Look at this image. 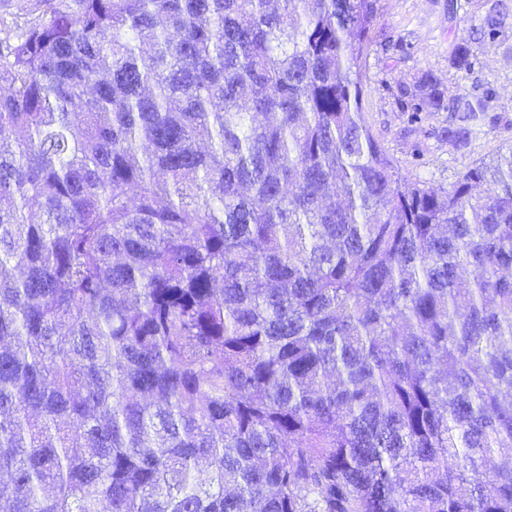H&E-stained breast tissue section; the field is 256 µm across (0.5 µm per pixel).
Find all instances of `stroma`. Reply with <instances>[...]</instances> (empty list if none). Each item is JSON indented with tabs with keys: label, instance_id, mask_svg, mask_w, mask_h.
Masks as SVG:
<instances>
[{
	"label": "stroma",
	"instance_id": "stroma-1",
	"mask_svg": "<svg viewBox=\"0 0 512 512\" xmlns=\"http://www.w3.org/2000/svg\"><path fill=\"white\" fill-rule=\"evenodd\" d=\"M493 0H379L362 63L363 112L378 143L406 179L449 189L476 160L512 148V25L470 44ZM469 45V66L451 63ZM428 84L443 101L469 93L486 110L469 139L448 137V110L419 103Z\"/></svg>",
	"mask_w": 512,
	"mask_h": 512
}]
</instances>
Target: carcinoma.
<instances>
[{
    "instance_id": "obj_1",
    "label": "carcinoma",
    "mask_w": 512,
    "mask_h": 512,
    "mask_svg": "<svg viewBox=\"0 0 512 512\" xmlns=\"http://www.w3.org/2000/svg\"><path fill=\"white\" fill-rule=\"evenodd\" d=\"M44 2L0 40L10 512H512V150L399 174L377 0Z\"/></svg>"
}]
</instances>
